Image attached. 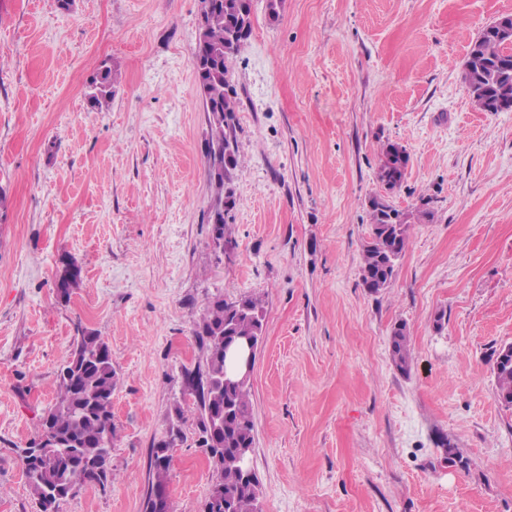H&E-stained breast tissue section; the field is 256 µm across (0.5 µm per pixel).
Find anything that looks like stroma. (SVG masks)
<instances>
[{
  "label": "stroma",
  "instance_id": "1",
  "mask_svg": "<svg viewBox=\"0 0 512 512\" xmlns=\"http://www.w3.org/2000/svg\"><path fill=\"white\" fill-rule=\"evenodd\" d=\"M200 0H0V512H32L18 451L56 400L78 329L112 350V483L60 512H141L207 302L258 296L251 376L261 512H512V111L476 109L472 41L512 0H252L235 63L237 204L215 252L208 114L191 65ZM111 61L108 110L90 107ZM410 157L392 283L361 285L383 146ZM430 219L417 218L421 197ZM82 267L56 294L66 257ZM407 325L409 374L389 336ZM175 512L216 480L195 421ZM469 459L449 466L448 450ZM509 356L512 349H501L493 351V373L496 381V396L501 405L512 408V359L507 361L499 360V354Z\"/></svg>",
  "mask_w": 512,
  "mask_h": 512
}]
</instances>
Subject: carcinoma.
I'll return each mask as SVG.
<instances>
[{
  "label": "carcinoma",
  "mask_w": 512,
  "mask_h": 512,
  "mask_svg": "<svg viewBox=\"0 0 512 512\" xmlns=\"http://www.w3.org/2000/svg\"><path fill=\"white\" fill-rule=\"evenodd\" d=\"M252 0H211L204 12L192 59L210 61V69L200 88L209 116L206 142L208 174L215 185V204L208 215L212 240L224 248V230L236 207L234 191L228 187L231 173L239 164L236 137V112L239 100L233 85V63L244 49L252 32ZM464 83L475 107L482 112H497L502 102L512 103V44L501 38L494 27L486 26L471 43L464 61ZM90 107L100 110L112 102L114 75L103 62L93 79ZM406 170L391 173L381 161L378 180L385 191L369 199L371 214L369 239L363 246L362 284L371 293L387 288L395 265L387 264V254H404L408 242V224L404 213L386 198L401 187ZM81 279V267L68 258L56 280L58 295L70 296V289ZM263 301L247 296L228 302L221 295L208 301L193 334L206 352L205 369L187 373L186 382L194 401L176 404V418L196 419L201 446L207 448L216 480L212 486L207 512H259L260 482L247 475L239 463L242 452L255 447V423L250 400V380L228 385L224 345L234 336L262 338ZM390 356L402 374L411 369L409 332L405 323L393 326L389 339ZM501 350L493 351L496 396L501 405L512 408V359L499 360ZM116 372L112 351L94 330L85 328L76 338L70 359L57 373V398L39 419L38 439L29 444L55 457L51 465L32 459L23 466L28 490L37 512H59L60 503L86 483L106 487L112 483L110 464L114 428L112 392ZM183 440L181 430L153 448L150 481L143 501V512H174L167 483L172 463L170 449Z\"/></svg>",
  "instance_id": "carcinoma-1"
}]
</instances>
